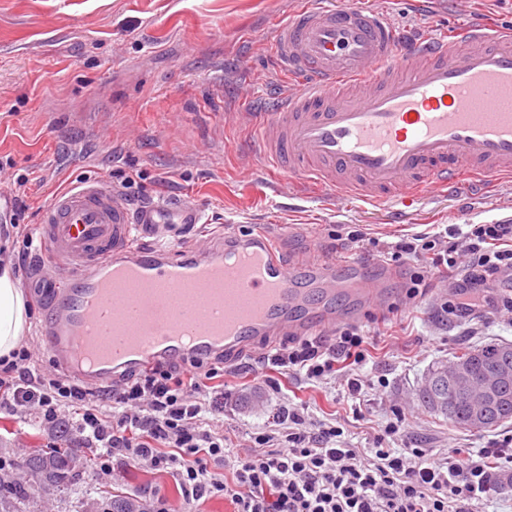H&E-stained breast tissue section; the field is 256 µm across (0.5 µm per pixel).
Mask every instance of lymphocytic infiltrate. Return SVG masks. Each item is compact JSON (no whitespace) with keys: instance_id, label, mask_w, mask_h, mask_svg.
Segmentation results:
<instances>
[{"instance_id":"f902f5d3","label":"lymphocytic infiltrate","mask_w":512,"mask_h":512,"mask_svg":"<svg viewBox=\"0 0 512 512\" xmlns=\"http://www.w3.org/2000/svg\"><path fill=\"white\" fill-rule=\"evenodd\" d=\"M397 253L431 256L433 268L461 272L454 293L442 305L459 317L477 306L488 278L512 270V224H480L463 242L422 238L404 241ZM364 339L358 327L341 331L334 350L308 339L280 348L275 367H295L318 379L332 373L337 358L359 364ZM27 346L0 357V388L10 392L13 410L37 409L48 431L67 429L65 410L79 408L75 425L88 454L91 476L109 471L125 457L172 474L190 512L203 500L229 499L233 512H475L491 489L494 469L512 472V447L500 445L465 454L452 448H350L337 446L333 427L307 431L300 407L283 408L279 433L262 434V449L229 454L224 435L209 418L224 411V387L217 368L193 363L178 372L157 365L123 386L96 395L78 380L24 371Z\"/></svg>"}]
</instances>
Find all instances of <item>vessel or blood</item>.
<instances>
[{
  "instance_id": "vessel-or-blood-1",
  "label": "vessel or blood",
  "mask_w": 512,
  "mask_h": 512,
  "mask_svg": "<svg viewBox=\"0 0 512 512\" xmlns=\"http://www.w3.org/2000/svg\"><path fill=\"white\" fill-rule=\"evenodd\" d=\"M288 77L271 112L245 106L269 170L296 173L337 205L405 214L423 200L512 178V31L465 24L414 38L387 11L351 0H298L271 45ZM191 199L132 208L99 178L58 191L39 242L56 288L44 346L90 386L161 363L246 354L255 342L310 336L384 313L400 273L311 250L284 255L263 228L204 235ZM152 237V245L138 246Z\"/></svg>"
}]
</instances>
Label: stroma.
Returning a JSON list of instances; mask_svg holds the SVG:
<instances>
[{"instance_id": "stroma-1", "label": "stroma", "mask_w": 512, "mask_h": 512, "mask_svg": "<svg viewBox=\"0 0 512 512\" xmlns=\"http://www.w3.org/2000/svg\"><path fill=\"white\" fill-rule=\"evenodd\" d=\"M297 0H0V164L24 179L29 204L25 224L37 228L41 211L66 182L100 177L125 190L133 203L194 198L205 229L244 235L263 225L273 235L288 226V201L274 180L297 182L288 171L269 176L256 135L225 124V112L251 105L268 111L286 82L270 45L276 25L287 22ZM391 18L413 28L458 26L450 0L416 11L406 0H376ZM182 123L169 127L166 115ZM140 133L130 142V129ZM301 206L312 218L289 245L312 247L335 257H355L374 267L419 270L420 261L398 259L392 248L417 234L449 226L493 224L512 217V181L471 208L444 200L428 205L406 224L393 223L388 209L357 201L337 207L324 192L303 190ZM16 277H35L39 246L14 242ZM456 280L432 277L425 294L402 299L390 315L368 316L360 326L369 348L360 369L361 401L348 395L343 373L319 379L289 371L278 386L267 377L263 343L238 360L225 361L224 433L227 447L253 448L259 434L275 427L287 403L307 405L312 426L340 428L355 448L386 446L460 448L470 453L512 437V421L495 429H461L430 413L419 389L432 366L452 361L465 346L512 343V325L497 309L512 288L495 280L485 285L473 317L451 320L442 312ZM28 325L23 336L32 352L30 370H43V347L51 288L24 292ZM404 414L396 438L386 426ZM72 449L74 435L57 437L43 429L37 410L13 412L0 406V512H110L113 500L151 512L164 495L170 512H180L182 492L174 478L131 460H117L96 482L82 466L66 482L41 477L27 462L35 451Z\"/></svg>"}]
</instances>
